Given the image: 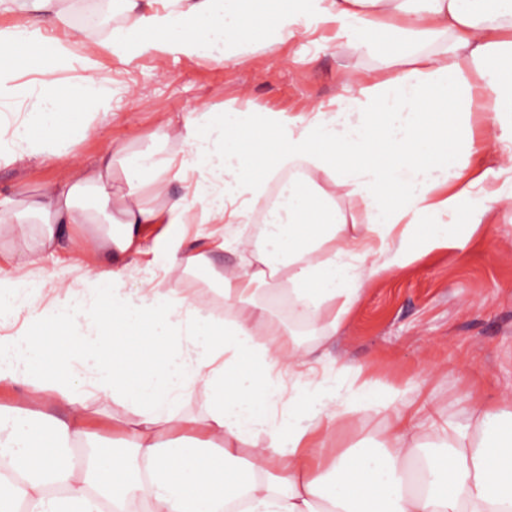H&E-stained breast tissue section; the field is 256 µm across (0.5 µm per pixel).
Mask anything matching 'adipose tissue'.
<instances>
[{"label": "adipose tissue", "mask_w": 512, "mask_h": 512, "mask_svg": "<svg viewBox=\"0 0 512 512\" xmlns=\"http://www.w3.org/2000/svg\"><path fill=\"white\" fill-rule=\"evenodd\" d=\"M272 2L122 0L126 24L99 45L71 40L65 0H0L33 20L0 30V106L30 109L23 121L0 119L4 165L61 155L64 118L85 136L111 113L103 46L126 63L172 52L223 63L321 32L380 62L348 74L329 105L293 115L203 103L171 129L180 159L128 160L114 143L69 182L0 200L1 224L39 228L36 249L0 266V321L25 315L0 334V383L22 386L27 401L0 408V512H226L234 502L243 512H512V412L477 404L463 426L415 424L397 391L369 380L306 403L313 351L256 300L286 289L292 314L330 339L365 281L412 261L417 233L427 248L448 245L461 215L479 224L494 207L512 208V0H289L262 25ZM75 63L77 83L24 80ZM477 112L490 115L495 164L469 176ZM119 156L127 189L116 193ZM298 167L303 177L264 209L267 184ZM174 180L184 194L171 192ZM340 197L364 221H348ZM263 209L259 241L222 242L251 257L214 271L223 319L201 316L178 283L211 269L208 251L148 229L232 227ZM148 239L156 271L138 260ZM64 247L92 275L88 298L49 292L25 273ZM195 390L210 400L192 421L204 444L161 442L157 428L183 425L176 407ZM106 400L130 411L112 420L119 448L100 447L89 429ZM304 409L307 425H291ZM382 413L381 447H326L345 421ZM434 429L443 451L428 455L420 435Z\"/></svg>", "instance_id": "adipose-tissue-1"}]
</instances>
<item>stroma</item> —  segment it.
I'll return each instance as SVG.
<instances>
[{"mask_svg":"<svg viewBox=\"0 0 512 512\" xmlns=\"http://www.w3.org/2000/svg\"><path fill=\"white\" fill-rule=\"evenodd\" d=\"M377 64L365 52L306 37L236 64L179 54L112 59V116L64 157L1 165L0 199L69 181L113 141L133 152H180L179 143L159 140L160 128L200 102L218 111L298 113L334 98L345 74ZM454 241L368 282L331 340L307 337L330 377L346 385L350 369L362 368L380 386L399 390L398 408L457 424L467 423L474 401L501 409L512 400V210L495 208L477 226L460 221ZM386 424L382 415L347 421L328 445L340 452L380 445Z\"/></svg>","mask_w":512,"mask_h":512,"instance_id":"1","label":"stroma"}]
</instances>
